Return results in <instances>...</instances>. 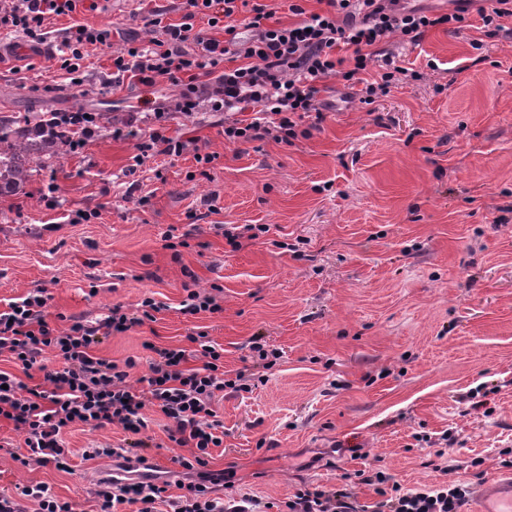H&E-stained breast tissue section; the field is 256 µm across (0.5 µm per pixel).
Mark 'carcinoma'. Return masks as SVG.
<instances>
[{
	"label": "carcinoma",
	"instance_id": "obj_1",
	"mask_svg": "<svg viewBox=\"0 0 512 512\" xmlns=\"http://www.w3.org/2000/svg\"><path fill=\"white\" fill-rule=\"evenodd\" d=\"M29 118H0V195L11 193L29 176V164L44 155L59 156L64 149V135L39 125L28 128Z\"/></svg>",
	"mask_w": 512,
	"mask_h": 512
}]
</instances>
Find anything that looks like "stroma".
I'll return each instance as SVG.
<instances>
[{"label": "stroma", "instance_id": "1", "mask_svg": "<svg viewBox=\"0 0 512 512\" xmlns=\"http://www.w3.org/2000/svg\"><path fill=\"white\" fill-rule=\"evenodd\" d=\"M86 22L126 36L147 34L134 0H106ZM486 35L477 11L453 32L436 27L419 44L392 38L412 70L383 97L351 100L325 82L323 121L307 119L292 144L224 139V115L203 108L169 115L166 134L192 143L178 157L136 164L138 141L114 137L150 88H112V62L94 50L83 84L62 82L20 53L27 40L0 30V115L87 110L96 135L63 159L45 158L26 182L0 195V300L44 287L52 313L92 320L144 297L167 304L156 321L104 340L99 356L149 371L150 341L183 344L206 331L224 368L254 374L251 392L216 404L224 445L208 469L217 496L283 506L300 486L346 484L361 504L378 500L361 474L383 470L402 487L459 481L472 493L504 471L512 448V37ZM212 154L199 167L195 153ZM98 212L71 224L70 210ZM266 233L233 249L225 225ZM188 233L180 255L169 228ZM222 288L221 313L181 315L187 273ZM276 353L265 366L251 349ZM144 454L182 479L168 420L146 408ZM117 427L63 435L72 473L22 466L23 435L0 423V489L48 484L80 512L95 508L94 479L121 444Z\"/></svg>", "mask_w": 512, "mask_h": 512}]
</instances>
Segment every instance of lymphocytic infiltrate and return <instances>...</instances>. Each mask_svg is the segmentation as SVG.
Wrapping results in <instances>:
<instances>
[{
	"label": "lymphocytic infiltrate",
	"mask_w": 512,
	"mask_h": 512,
	"mask_svg": "<svg viewBox=\"0 0 512 512\" xmlns=\"http://www.w3.org/2000/svg\"><path fill=\"white\" fill-rule=\"evenodd\" d=\"M238 2L181 0L176 20L168 7L154 6L141 14L147 40H131L117 50L111 27L81 19L84 11L97 10L98 0H6L0 5V29L22 31L31 42L44 44L52 39L48 20L69 17L62 38L65 53H47L45 60L72 84H80L89 50L108 51L113 81L131 78L149 87H177L174 98L155 102L156 119L174 112L191 114L206 100L213 111L236 115L224 124L226 141L269 137L288 144L297 138L303 119H323L326 105L319 95L325 79L340 78L350 97L370 104L406 75V68L389 55L376 77L362 79L374 60L370 47L397 35L415 45L430 28L459 29L465 23L463 13L429 15L403 7L401 0H326L328 9L322 13L287 0L295 23H272V11L259 2L237 26L233 18L240 12ZM342 47L353 52L346 69L335 56ZM50 120L64 130L68 149L84 146L95 135L96 113L54 112ZM50 299L47 289L36 288L0 309V358L20 366L23 374L42 375L40 382L29 385L0 369V421L25 435L18 461L69 471L72 451L65 448L62 435L75 426H115L132 436L113 448L84 449V458L132 456L134 449L146 445L141 437L147 426L144 410L154 406L172 423L170 440L193 449L191 457H179V465L188 471L206 467L211 449L224 444V422L214 407L217 398L228 389H246L244 374L227 378L223 347L202 331L187 334L186 345L154 347L148 374L133 385L128 378L134 360L120 364L95 355L94 348L104 338L153 319L165 303L148 296L137 310L115 305L93 321L61 313L54 327L48 320ZM49 351L60 360L59 368L45 365ZM365 482L390 486L389 496L377 501L372 512H462L470 496L469 487L456 481L406 490L379 471ZM169 488V481L157 476L113 479L96 492L97 512H121L125 505L136 512H157L160 504L169 512H255L258 506L253 499L224 501L200 482L185 484L183 494L175 497ZM31 504L36 512H76L74 503L58 498L44 483H18L12 491L0 492V512H27ZM287 508L365 512L344 485L329 491L298 490Z\"/></svg>",
	"instance_id": "1"
}]
</instances>
